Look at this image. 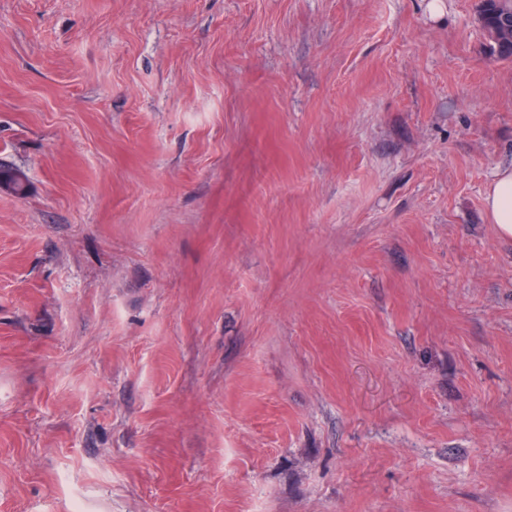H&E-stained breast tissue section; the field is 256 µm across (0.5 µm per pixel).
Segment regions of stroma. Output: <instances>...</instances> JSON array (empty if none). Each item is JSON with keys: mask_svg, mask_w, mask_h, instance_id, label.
Segmentation results:
<instances>
[{"mask_svg": "<svg viewBox=\"0 0 512 512\" xmlns=\"http://www.w3.org/2000/svg\"><path fill=\"white\" fill-rule=\"evenodd\" d=\"M427 3L0 0V512H512V61ZM0 188L19 196L24 195L28 189L27 176L20 168L0 163ZM485 205L500 235L512 238V167L497 173L486 190Z\"/></svg>", "mask_w": 512, "mask_h": 512, "instance_id": "stroma-1", "label": "stroma"}]
</instances>
